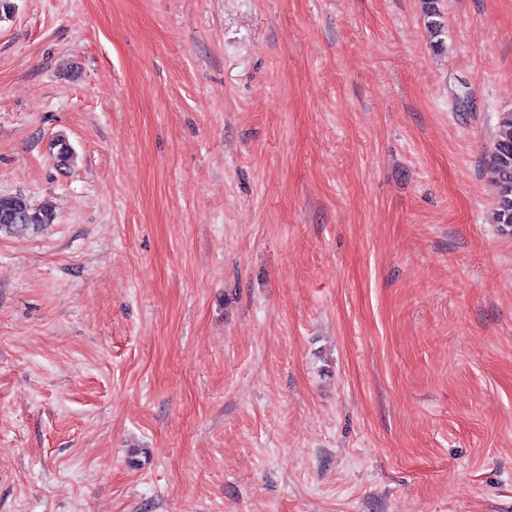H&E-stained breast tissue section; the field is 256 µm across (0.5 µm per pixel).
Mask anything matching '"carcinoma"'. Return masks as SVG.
I'll list each match as a JSON object with an SVG mask.
<instances>
[{
	"instance_id": "obj_1",
	"label": "carcinoma",
	"mask_w": 512,
	"mask_h": 512,
	"mask_svg": "<svg viewBox=\"0 0 512 512\" xmlns=\"http://www.w3.org/2000/svg\"><path fill=\"white\" fill-rule=\"evenodd\" d=\"M430 28L440 31L438 0H421ZM485 165L492 174L497 223L512 234V111L498 116ZM54 221L53 211L35 206L25 194H0V233L22 235Z\"/></svg>"
}]
</instances>
